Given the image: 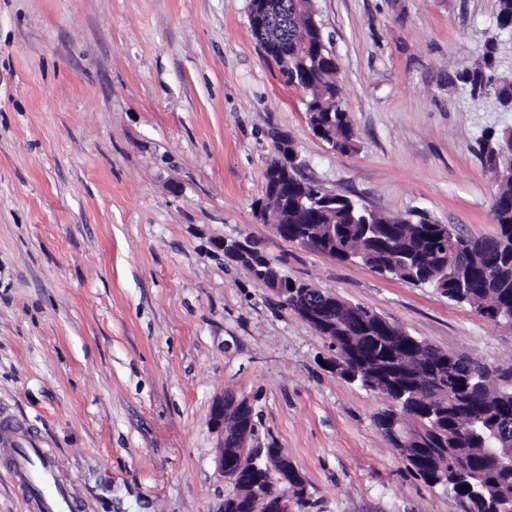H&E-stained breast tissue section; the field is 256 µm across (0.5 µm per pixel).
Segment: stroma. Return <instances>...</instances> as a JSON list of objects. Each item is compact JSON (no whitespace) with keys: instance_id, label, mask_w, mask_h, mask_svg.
<instances>
[{"instance_id":"obj_1","label":"stroma","mask_w":512,"mask_h":512,"mask_svg":"<svg viewBox=\"0 0 512 512\" xmlns=\"http://www.w3.org/2000/svg\"><path fill=\"white\" fill-rule=\"evenodd\" d=\"M360 148L316 136L306 96L254 39L248 0H0V512H35L18 449L55 456L73 512H224L214 400L247 399L254 448L303 476L294 512H464L340 379L323 336L237 260L372 310L496 370L512 328L435 288L278 236L264 171L390 217L495 234L474 147L512 112L459 77L484 42L512 73L497 0H313Z\"/></svg>"}]
</instances>
